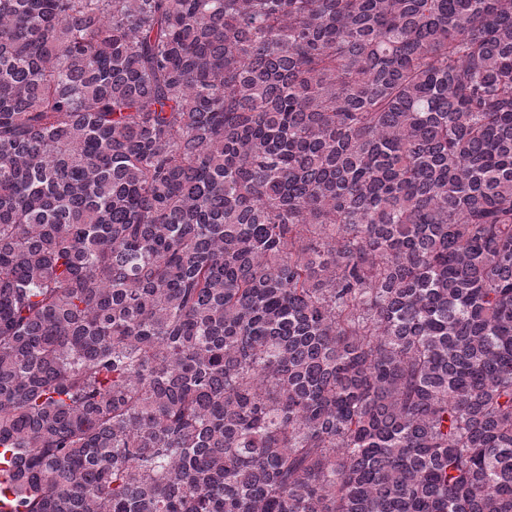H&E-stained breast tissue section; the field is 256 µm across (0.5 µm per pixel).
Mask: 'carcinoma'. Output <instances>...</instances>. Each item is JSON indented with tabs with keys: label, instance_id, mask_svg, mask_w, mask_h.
<instances>
[{
	"label": "carcinoma",
	"instance_id": "cac0c4a2",
	"mask_svg": "<svg viewBox=\"0 0 512 512\" xmlns=\"http://www.w3.org/2000/svg\"><path fill=\"white\" fill-rule=\"evenodd\" d=\"M0 512H512V0H0Z\"/></svg>",
	"mask_w": 512,
	"mask_h": 512
}]
</instances>
